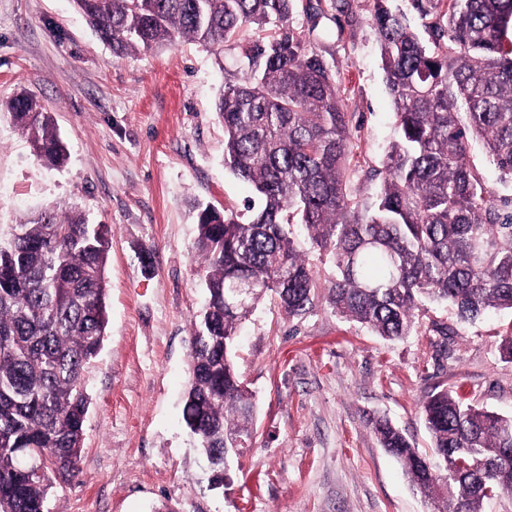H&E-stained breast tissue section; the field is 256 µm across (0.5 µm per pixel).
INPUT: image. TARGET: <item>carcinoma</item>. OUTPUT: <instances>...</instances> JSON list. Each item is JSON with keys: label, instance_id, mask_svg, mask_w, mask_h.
Instances as JSON below:
<instances>
[{"label": "carcinoma", "instance_id": "obj_1", "mask_svg": "<svg viewBox=\"0 0 512 512\" xmlns=\"http://www.w3.org/2000/svg\"><path fill=\"white\" fill-rule=\"evenodd\" d=\"M117 57L187 39L215 57L237 52L216 102L224 165L251 185L244 213L198 215L207 301L194 322L182 419L224 485V447L253 433L255 405L233 354L242 317L277 299L313 310L319 281L296 237L332 256L334 312L386 340L418 328L428 300L462 322L512 311V213L487 198L467 153L478 139L512 181V0H373L372 24L399 139L376 200L361 207L346 180L351 116L325 59L293 27L296 0H73ZM425 21L424 39L409 21ZM259 31L247 38L243 30ZM33 154L55 167L68 147L38 100L8 104ZM111 227L76 210H44L0 235V512H46L53 484L76 468L84 441L87 366L108 325ZM436 461L390 420L371 421L381 447L434 512H485L512 494V416L433 391L421 407Z\"/></svg>", "mask_w": 512, "mask_h": 512}]
</instances>
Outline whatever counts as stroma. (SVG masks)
I'll list each match as a JSON object with an SVG mask.
<instances>
[{
    "label": "stroma",
    "instance_id": "1",
    "mask_svg": "<svg viewBox=\"0 0 512 512\" xmlns=\"http://www.w3.org/2000/svg\"><path fill=\"white\" fill-rule=\"evenodd\" d=\"M373 0H304L293 26L323 55L356 128L350 187L361 205L395 136L372 25ZM233 52L215 58L181 40L112 54L73 0H0V104L36 97L70 157L37 159L0 112V227L49 206L112 229L105 269L108 327L84 374L90 397L77 471L49 512H430L371 431L389 417L420 451V406L441 384L512 414V364L497 347L512 313L460 322L426 305L419 332L386 341L336 315L326 299L303 318L263 300L241 327L235 365L256 402L254 445L230 457L222 487L182 421L193 320L207 294L193 251V203L238 212L250 188L224 166L215 101ZM468 163L512 212L481 142Z\"/></svg>",
    "mask_w": 512,
    "mask_h": 512
}]
</instances>
